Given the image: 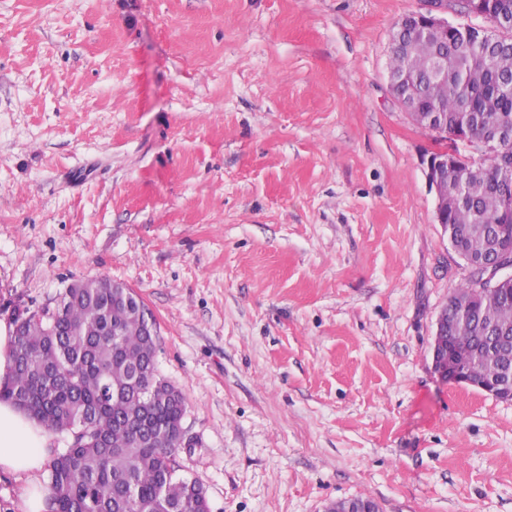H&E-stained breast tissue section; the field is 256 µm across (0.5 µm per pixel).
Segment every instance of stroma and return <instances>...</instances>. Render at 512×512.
<instances>
[{
  "mask_svg": "<svg viewBox=\"0 0 512 512\" xmlns=\"http://www.w3.org/2000/svg\"><path fill=\"white\" fill-rule=\"evenodd\" d=\"M421 0H0V308L152 312L211 512H512V402L442 381L467 273L389 88Z\"/></svg>",
  "mask_w": 512,
  "mask_h": 512,
  "instance_id": "stroma-1",
  "label": "stroma"
}]
</instances>
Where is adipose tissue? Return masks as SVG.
<instances>
[{
	"label": "adipose tissue",
	"mask_w": 512,
	"mask_h": 512,
	"mask_svg": "<svg viewBox=\"0 0 512 512\" xmlns=\"http://www.w3.org/2000/svg\"><path fill=\"white\" fill-rule=\"evenodd\" d=\"M53 436L14 404L0 401V472L26 476L22 512H44L49 490L37 477Z\"/></svg>",
	"instance_id": "1"
}]
</instances>
